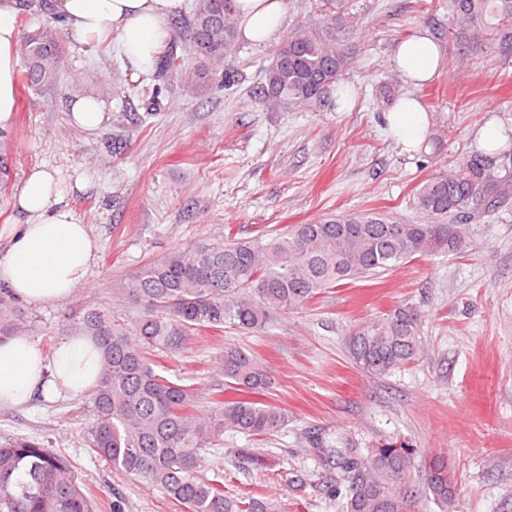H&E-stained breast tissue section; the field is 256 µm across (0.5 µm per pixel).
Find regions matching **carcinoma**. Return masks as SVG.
Instances as JSON below:
<instances>
[{"label":"carcinoma","mask_w":512,"mask_h":512,"mask_svg":"<svg viewBox=\"0 0 512 512\" xmlns=\"http://www.w3.org/2000/svg\"><path fill=\"white\" fill-rule=\"evenodd\" d=\"M46 0H19L20 21L47 10ZM323 27L298 25L275 47L259 99L268 107L289 100L304 108L324 103L341 89L350 63L342 36L358 18L350 0H319ZM448 17L462 29L488 32L512 44V0H448ZM187 32L196 62L183 82L189 95L206 93L216 81L230 86L228 56L235 44L233 0H194ZM29 44L21 81L29 90L57 82L64 58L58 31L40 25L24 33ZM182 70L166 51L155 77ZM8 142L0 141V204L12 187ZM512 202V152L491 157L475 150L453 167L422 182L413 204L420 220L405 223L388 212L338 213L311 224L250 240L216 241L173 249L143 263L116 290L138 310L135 320L102 304L75 313L76 333L92 336L104 354V370L91 392L92 422L86 445L134 479L160 489L184 512H285L271 496L224 495L222 475L205 476L206 454L224 432L270 436L288 428V410L250 398L224 399L220 388L210 409L198 408L194 385L172 380L154 359L186 351L201 331L226 328L261 335L273 314L300 310L327 289L388 271L416 256L458 253L469 224ZM423 314L399 303L348 326L345 344L362 371L385 377L423 354ZM9 295H0V337L25 331ZM225 384L260 395L267 376L255 353L224 347ZM339 472L332 492L344 512H409L414 470L412 449L387 443L365 462L345 448L318 447ZM425 488L448 512L457 480L448 458L428 461ZM99 502L75 476L72 464L38 439L0 444V512H97Z\"/></svg>","instance_id":"carcinoma-1"}]
</instances>
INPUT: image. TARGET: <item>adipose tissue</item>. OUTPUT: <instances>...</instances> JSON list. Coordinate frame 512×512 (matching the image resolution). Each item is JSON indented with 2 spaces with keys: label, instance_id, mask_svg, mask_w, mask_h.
I'll list each match as a JSON object with an SVG mask.
<instances>
[{
  "label": "adipose tissue",
  "instance_id": "ef3b65f1",
  "mask_svg": "<svg viewBox=\"0 0 512 512\" xmlns=\"http://www.w3.org/2000/svg\"><path fill=\"white\" fill-rule=\"evenodd\" d=\"M183 7L184 0H52L50 10L82 44L96 48L114 42L135 82L153 69ZM234 10L240 37L253 45H265L283 30L284 0H234ZM16 13L15 0H0V124L16 109ZM392 63L413 89L437 76L441 49L424 29L397 45ZM383 119L390 138L406 153L422 146L430 126L412 91ZM87 187L84 179L70 183L47 167L23 175L14 199L16 222L0 255V287L31 306L72 296L100 247L71 204L73 191ZM103 368V352L92 337L67 336L49 355L30 336L10 337L0 342V406L85 395Z\"/></svg>",
  "mask_w": 512,
  "mask_h": 512
}]
</instances>
